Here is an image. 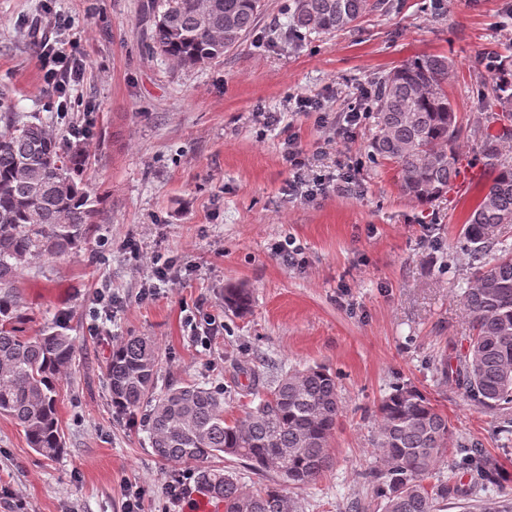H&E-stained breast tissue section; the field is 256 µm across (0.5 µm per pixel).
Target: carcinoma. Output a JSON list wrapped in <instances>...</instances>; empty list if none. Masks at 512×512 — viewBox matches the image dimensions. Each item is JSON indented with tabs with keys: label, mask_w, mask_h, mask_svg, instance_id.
Listing matches in <instances>:
<instances>
[{
	"label": "carcinoma",
	"mask_w": 512,
	"mask_h": 512,
	"mask_svg": "<svg viewBox=\"0 0 512 512\" xmlns=\"http://www.w3.org/2000/svg\"><path fill=\"white\" fill-rule=\"evenodd\" d=\"M381 2L293 0L282 38L290 45L302 35L343 32ZM142 8L151 47L180 66L196 67L238 46L254 28L263 0H146ZM481 64L494 73L495 83L479 99L484 121L476 157L492 179L457 242L474 265L461 294L472 333L456 364L441 354L434 367L467 400L506 410L512 405V249L488 263L485 255L495 232L512 224V163L502 153L512 142V60L491 52ZM453 69L444 54L407 60L380 79L364 102L378 128L367 158L395 164L401 194L422 205L448 193L465 161L463 125L448 95ZM88 163L80 138L60 145L39 114L13 111L8 93L0 90V415L47 458L64 449L55 395L76 345L62 320L24 334L16 283L30 259L68 255L100 223L98 200L83 179ZM224 302L244 312L249 292L227 288ZM160 365L152 337L127 336L112 348L105 368L112 406L124 413L145 409L154 456L168 464H196V488L223 502L224 512H298L279 486L246 489L210 459L244 461L295 488L316 482L333 461L340 374L321 364L269 375L254 370L251 390L259 402L229 419L224 388L170 383L160 389ZM377 417L374 443L381 456L366 476L371 500L383 512H438L466 494L457 480L460 471L475 488L495 487L503 478L495 458L475 445L453 443L448 416L413 387L394 389ZM463 512H512V498L486 497Z\"/></svg>",
	"instance_id": "carcinoma-1"
}]
</instances>
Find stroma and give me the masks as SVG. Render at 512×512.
<instances>
[{
	"label": "stroma",
	"mask_w": 512,
	"mask_h": 512,
	"mask_svg": "<svg viewBox=\"0 0 512 512\" xmlns=\"http://www.w3.org/2000/svg\"><path fill=\"white\" fill-rule=\"evenodd\" d=\"M143 0H0V89L15 111L37 112L58 140L68 133L58 99L36 60L43 36L73 43L83 74L71 86L69 121L90 125L84 174L100 197L101 222L62 259H32L18 283L28 333L65 320L74 361L58 381L64 452L45 458L0 416V512H161L171 476L193 465L164 464L150 448L141 412L113 408L104 374L123 337H152L161 378L221 386L228 417L250 407L251 369L323 364L341 376L342 414L333 463L313 484L290 490L299 512H381L365 474L378 459L376 407L412 386L448 417L455 439L474 441L507 478L493 490L512 497V447L498 434L501 413L466 400L436 377L438 350L466 346L470 320L459 294L471 279L456 249L462 225L490 175L462 166L448 194L429 205L404 198L394 164H369L372 117L337 129L363 91L404 61L452 57L448 93L466 129L464 151L482 127L476 80L484 53L512 55V0H384L352 30L310 35L291 49L279 35L289 0H264L254 29L224 57L184 68L148 49ZM315 99L321 113L300 112ZM265 112L282 113L277 127ZM296 139L334 185L315 199L289 193L282 159ZM355 172L339 182L340 169ZM291 243L290 263L276 248ZM172 260L173 283L151 297L153 256ZM250 293L247 312L224 291ZM121 299L93 315L94 295ZM209 316L218 335L200 342L186 318Z\"/></svg>",
	"instance_id": "obj_1"
}]
</instances>
